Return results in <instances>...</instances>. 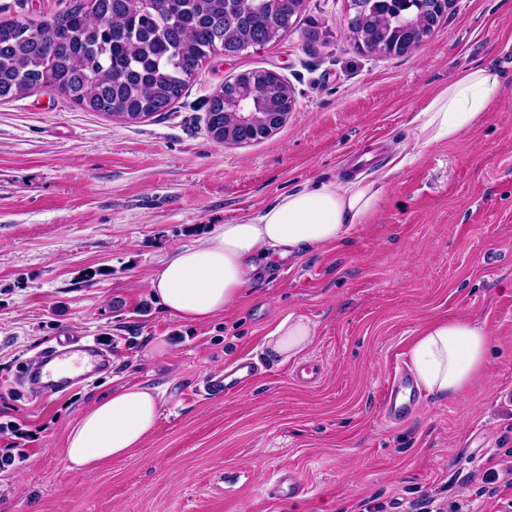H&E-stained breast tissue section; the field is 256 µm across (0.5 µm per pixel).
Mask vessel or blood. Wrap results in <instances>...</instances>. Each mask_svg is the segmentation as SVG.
Here are the masks:
<instances>
[{
	"label": "vessel or blood",
	"instance_id": "vessel-or-blood-1",
	"mask_svg": "<svg viewBox=\"0 0 512 512\" xmlns=\"http://www.w3.org/2000/svg\"><path fill=\"white\" fill-rule=\"evenodd\" d=\"M112 361L111 350L101 348L96 339L68 337L41 349L33 366L27 370L25 380L33 392L51 395L58 390L81 381L87 368H101ZM256 375L250 358H239L224 371L211 375L204 390L210 396H225L247 388ZM410 387L406 374H398L389 383L382 404V417L389 423L403 420L410 412L404 395ZM305 490L299 478L292 473L279 477L272 488L275 498L292 500Z\"/></svg>",
	"mask_w": 512,
	"mask_h": 512
}]
</instances>
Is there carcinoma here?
Returning <instances> with one entry per match:
<instances>
[{
  "instance_id": "carcinoma-1",
  "label": "carcinoma",
  "mask_w": 512,
  "mask_h": 512,
  "mask_svg": "<svg viewBox=\"0 0 512 512\" xmlns=\"http://www.w3.org/2000/svg\"><path fill=\"white\" fill-rule=\"evenodd\" d=\"M347 32L370 52L400 56L438 28L436 0H360ZM304 0H70L49 21L30 27L0 20V101L50 90L82 107L127 119L167 112L213 53L231 56L280 40ZM251 103L243 122L236 101ZM288 81L251 69L211 99L206 128L218 143L269 136L292 111Z\"/></svg>"
}]
</instances>
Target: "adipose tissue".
Listing matches in <instances>:
<instances>
[{"label": "adipose tissue", "instance_id": "ef3b65f1", "mask_svg": "<svg viewBox=\"0 0 512 512\" xmlns=\"http://www.w3.org/2000/svg\"><path fill=\"white\" fill-rule=\"evenodd\" d=\"M500 86L493 68L462 72L418 112L416 144L451 143L485 123ZM381 194L379 181L362 177L319 180L282 194L258 215L221 225L198 245L176 250L149 278V292L179 321H208L237 299L262 263L342 242L356 225L369 221ZM267 339L271 353L290 359L306 351L313 329L290 315L276 323ZM490 344L483 324L465 318L434 320L410 348L418 386L435 398L461 395L487 370ZM162 397L160 388L126 385L81 413L66 438L70 471L90 473L140 448L157 421Z\"/></svg>", "mask_w": 512, "mask_h": 512}]
</instances>
